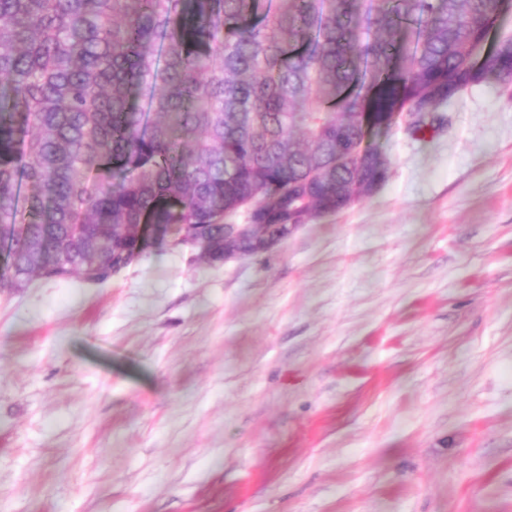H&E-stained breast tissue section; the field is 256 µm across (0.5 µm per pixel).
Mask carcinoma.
<instances>
[{"label": "carcinoma", "mask_w": 512, "mask_h": 512, "mask_svg": "<svg viewBox=\"0 0 512 512\" xmlns=\"http://www.w3.org/2000/svg\"><path fill=\"white\" fill-rule=\"evenodd\" d=\"M512 0H0V285L99 284L147 234L224 254L383 186L374 138L512 86ZM345 161L338 163L336 159Z\"/></svg>", "instance_id": "cac0c4a2"}]
</instances>
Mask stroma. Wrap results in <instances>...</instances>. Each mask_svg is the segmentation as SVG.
Segmentation results:
<instances>
[{
    "label": "stroma",
    "mask_w": 512,
    "mask_h": 512,
    "mask_svg": "<svg viewBox=\"0 0 512 512\" xmlns=\"http://www.w3.org/2000/svg\"><path fill=\"white\" fill-rule=\"evenodd\" d=\"M220 265L0 288V512H512V90Z\"/></svg>",
    "instance_id": "1"
}]
</instances>
